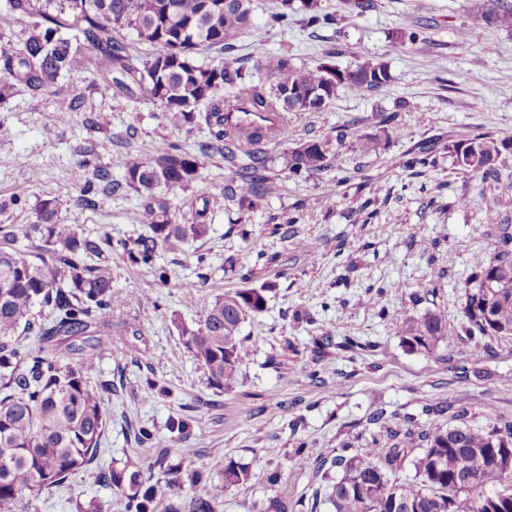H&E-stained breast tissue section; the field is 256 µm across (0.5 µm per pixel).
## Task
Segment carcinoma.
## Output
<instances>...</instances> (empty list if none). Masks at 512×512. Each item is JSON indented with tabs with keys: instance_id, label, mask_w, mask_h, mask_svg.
<instances>
[{
	"instance_id": "cac0c4a2",
	"label": "carcinoma",
	"mask_w": 512,
	"mask_h": 512,
	"mask_svg": "<svg viewBox=\"0 0 512 512\" xmlns=\"http://www.w3.org/2000/svg\"><path fill=\"white\" fill-rule=\"evenodd\" d=\"M13 13L26 20L27 31L17 40L0 46V101L24 84L33 90L49 89L71 96L61 79L79 69L101 77L102 94L132 92L131 85L146 89L148 101L163 112L176 128L205 125L209 143L203 151L218 148L248 160L252 176L228 196L229 201L251 209L269 192L255 176L266 167V154L249 146L281 136V131L262 125L238 124L231 114L276 112L283 122L293 112H320L340 88L377 91L391 81L386 63L364 61L343 70L334 80L327 63L315 68L297 67L282 56L261 61L273 83L270 89L253 80L236 62L224 57L244 34L256 35L253 0H9ZM301 12L307 24L330 17L322 13V0H279L271 22L280 25ZM475 26L512 28V4L488 0L470 14ZM135 32L136 41L155 51L142 57L126 41L114 36L118 29ZM214 52L207 63L198 56ZM225 95H218L219 90ZM355 137L364 155H376L386 142L374 135H355L350 127L336 130V145ZM287 163L295 175L327 170L330 141L288 135ZM437 143L424 140L408 153L404 167L420 174L434 164ZM448 153L465 173L484 180L498 177L500 159L512 153V136L477 134L448 144ZM124 179L143 199L136 219L149 226L152 236L134 242L130 260L153 266L156 250H178L190 239L208 232V225L174 222L169 201L161 191L195 181L201 162L196 155L172 143L154 148L144 161L130 156L124 163ZM82 192L99 183H111L109 170L84 161ZM37 223L50 258L28 256L19 250L0 248V512L27 509L32 500L63 485L71 476L92 472L99 454L108 413L103 393L91 385L81 364L65 362L53 348L56 336H81L97 326L125 300L112 294V273L94 262L102 245L79 235L72 224L59 219L58 203L45 198L36 206ZM472 279L477 288L466 292L463 314L469 336L484 347L487 336H512V235L502 228L497 247L489 256L473 260ZM268 288L229 289L216 298L195 325L180 323L184 346L199 361L209 384L231 387L248 352L241 338L245 321L266 310ZM49 310L52 321L41 327L37 347L22 345L31 328L33 308ZM448 333V320L437 311L420 317L408 315L398 334L410 353L432 356ZM345 353L375 351L377 345L346 338L336 345ZM457 424L425 430L412 414L403 416L398 428L387 432L385 448H354L345 445L331 458L319 457L303 445L294 451L300 467H314L327 483L326 501L331 512H512V498L498 503L492 498L503 485L512 484L496 462V449L512 445V419L492 407L482 425L467 421L459 406L451 415ZM474 469V482L462 485L455 473L458 460ZM186 454L158 461L163 477L150 482L128 466L95 472L94 479L122 493L125 512H152L156 499L181 482ZM414 475L402 477L406 467ZM341 471L338 478L330 470ZM191 486L201 489L192 498V512H217L224 489L244 487L251 480L248 466L233 459L224 461V479L215 482L201 469L188 471Z\"/></svg>"
}]
</instances>
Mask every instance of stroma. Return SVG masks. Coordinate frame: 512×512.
I'll return each mask as SVG.
<instances>
[{"label": "stroma", "instance_id": "1", "mask_svg": "<svg viewBox=\"0 0 512 512\" xmlns=\"http://www.w3.org/2000/svg\"><path fill=\"white\" fill-rule=\"evenodd\" d=\"M483 2L369 0L361 10L354 0H323L334 23L309 27L299 14L272 24L279 0H254L261 33L242 36L232 52L254 81L266 82L257 64L270 55L310 68L328 59L341 69L368 59L390 68L383 90L344 88L323 111L290 114L294 134L332 139L352 122L357 133L388 136L389 145L371 156L349 145L332 152L328 172L296 176L286 167L287 141L265 142L271 191L249 210L224 197L240 160L206 157L200 177L167 197L178 223L199 218L209 231L182 250H158L151 267L134 264L126 251L150 234L135 220L139 194L125 186L80 202L81 151L93 149V163L119 180L127 156L150 158L162 140L198 153L206 129L174 128L143 90L129 98L101 94L99 77L86 70L69 78L81 95L79 110L68 98L22 85L0 101V245L40 246L31 230L35 206L56 199L62 223L80 236L110 239L103 258L113 290L139 298L113 311L117 327L108 339L91 332L57 339L67 361L89 364L91 384L106 389L109 421L93 469L127 463L154 474L163 452L184 447L193 467L216 481L225 459L248 465L250 483L226 489L219 512H267L276 496L287 500L288 512H330L329 504L312 501L322 480L291 461L299 442L324 456L348 443L362 446L377 433L368 420L377 409L392 423L415 413L423 428L445 427L449 415L425 416L421 408L459 399L475 422L488 406L512 418V337L495 341L492 354L476 352L463 315L472 258L491 252L500 234L488 214L512 220V155L503 156L498 180L484 182L462 173L446 149L477 133L512 135V30L471 28L467 15ZM398 29L417 32L416 41H393ZM389 114L393 122L382 124ZM425 139L441 144L436 163L411 174L402 162ZM331 179L332 196L325 190ZM463 198L469 207H457ZM367 204L375 218L352 223ZM283 223L287 235L273 233ZM160 267L165 277H158ZM242 271L250 272V287L270 289L271 298L242 326L249 356L237 382L216 389L176 324L198 322L218 295L240 287ZM434 306L448 320L439 355L406 351L397 334L403 315ZM324 333L332 345L315 349L314 337ZM348 336L377 349L344 354L336 345ZM313 370L320 382L311 381ZM149 379L167 395L148 394ZM174 417L189 419L187 439L170 434ZM141 426L153 433L143 445L134 440ZM274 472L275 486L268 482ZM92 501L124 512L121 496L80 474L29 512H75Z\"/></svg>", "mask_w": 512, "mask_h": 512}]
</instances>
